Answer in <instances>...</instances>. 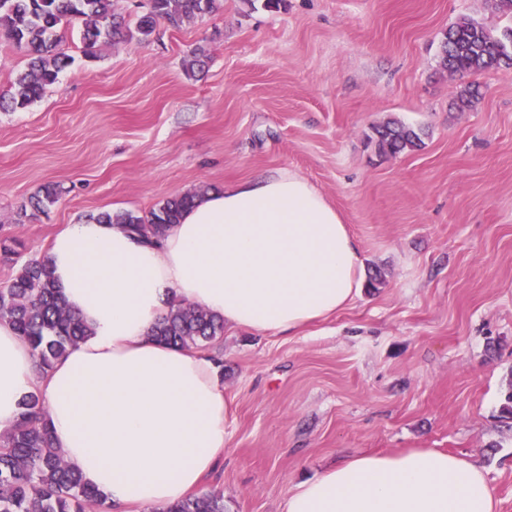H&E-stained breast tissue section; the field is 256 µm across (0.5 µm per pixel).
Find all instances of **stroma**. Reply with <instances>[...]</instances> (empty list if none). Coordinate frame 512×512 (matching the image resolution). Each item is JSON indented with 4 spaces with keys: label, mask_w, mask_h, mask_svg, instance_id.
Masks as SVG:
<instances>
[{
    "label": "stroma",
    "mask_w": 512,
    "mask_h": 512,
    "mask_svg": "<svg viewBox=\"0 0 512 512\" xmlns=\"http://www.w3.org/2000/svg\"><path fill=\"white\" fill-rule=\"evenodd\" d=\"M494 0H247L86 58L29 107L0 111V224L45 249L102 211L291 170L360 244L379 288L295 336L225 328L227 446L202 490L225 512H283L295 487L351 454L437 448L486 470L512 512V67L454 75L443 36ZM204 48L203 70L186 71ZM480 95L459 109L469 84ZM423 147L379 154L375 127ZM53 186L58 201L31 209Z\"/></svg>",
    "instance_id": "obj_1"
}]
</instances>
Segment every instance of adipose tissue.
<instances>
[{
	"mask_svg": "<svg viewBox=\"0 0 512 512\" xmlns=\"http://www.w3.org/2000/svg\"><path fill=\"white\" fill-rule=\"evenodd\" d=\"M47 256L90 334L47 372L0 321V432L40 390L54 441L113 512L180 501L227 441L224 384L205 355L157 341L171 305L226 325L292 335L349 304L361 249L320 189L281 170L199 198L160 246L114 224L67 225ZM486 472L435 448L354 454L301 482L284 512H498Z\"/></svg>",
	"mask_w": 512,
	"mask_h": 512,
	"instance_id": "adipose-tissue-1",
	"label": "adipose tissue"
}]
</instances>
